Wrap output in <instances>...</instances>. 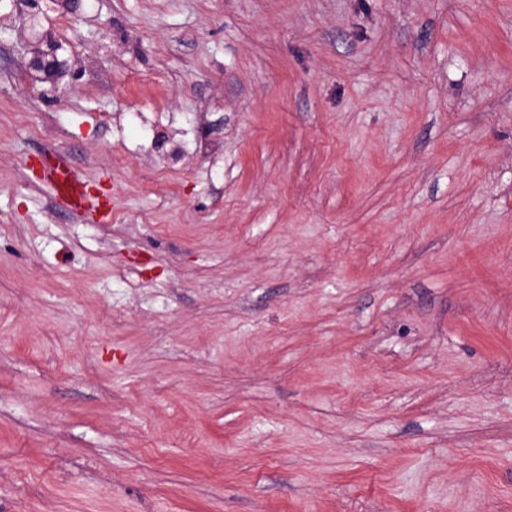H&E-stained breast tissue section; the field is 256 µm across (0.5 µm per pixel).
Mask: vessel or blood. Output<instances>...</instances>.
Masks as SVG:
<instances>
[{"label": "vessel or blood", "mask_w": 512, "mask_h": 512, "mask_svg": "<svg viewBox=\"0 0 512 512\" xmlns=\"http://www.w3.org/2000/svg\"><path fill=\"white\" fill-rule=\"evenodd\" d=\"M43 179L49 185L54 198L76 215L95 218L107 223L112 218L111 202L102 200L93 190L90 180L78 172L65 158L46 168Z\"/></svg>", "instance_id": "vessel-or-blood-1"}]
</instances>
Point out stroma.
<instances>
[{"label": "stroma", "instance_id": "1", "mask_svg": "<svg viewBox=\"0 0 512 512\" xmlns=\"http://www.w3.org/2000/svg\"><path fill=\"white\" fill-rule=\"evenodd\" d=\"M81 4L0 13V512H512V0ZM60 46L59 44L49 42L47 44L48 50L36 48L33 51L34 56L31 65L35 71L41 73L42 80L54 82L62 74V63L57 58L56 54L52 52H58L61 48ZM43 180L49 185L54 198L71 213L96 218L98 223L111 221L112 203L102 201V197L93 191L91 181L66 158L60 157L46 168Z\"/></svg>", "mask_w": 512, "mask_h": 512}]
</instances>
